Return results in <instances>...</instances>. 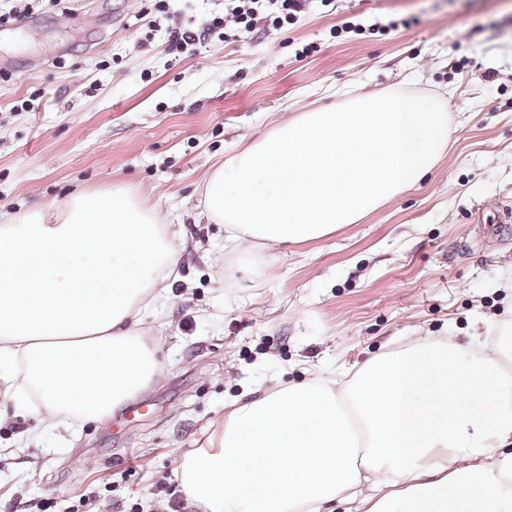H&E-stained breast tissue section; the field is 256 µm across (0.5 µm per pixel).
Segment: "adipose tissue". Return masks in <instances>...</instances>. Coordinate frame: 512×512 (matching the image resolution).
<instances>
[{
	"mask_svg": "<svg viewBox=\"0 0 512 512\" xmlns=\"http://www.w3.org/2000/svg\"><path fill=\"white\" fill-rule=\"evenodd\" d=\"M450 136L431 98L352 95L226 155L202 212L234 246L320 239L420 184ZM179 253L130 186L1 223L0 399L35 390L56 427L160 382L147 319ZM179 477L206 512H512V337L476 353L419 336L355 372L268 389Z\"/></svg>",
	"mask_w": 512,
	"mask_h": 512,
	"instance_id": "adipose-tissue-1",
	"label": "adipose tissue"
}]
</instances>
